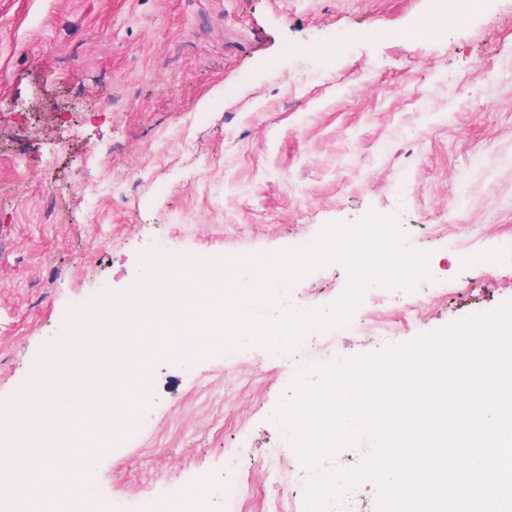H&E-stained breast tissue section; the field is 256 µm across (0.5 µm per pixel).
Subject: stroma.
<instances>
[{"mask_svg": "<svg viewBox=\"0 0 512 512\" xmlns=\"http://www.w3.org/2000/svg\"><path fill=\"white\" fill-rule=\"evenodd\" d=\"M437 0H0V425L30 367L70 348L71 316L163 269L266 255L250 317L224 341L152 357L150 400L96 453L103 508L308 512L329 472L362 468L364 433L305 464L279 421L298 371L411 343L512 302V0H482L439 38ZM199 113L185 128L183 116ZM194 151H184V138ZM111 148L90 172L84 154ZM24 156L26 172L12 159ZM52 170H45V162ZM52 194L44 196L42 176ZM100 216L105 235L92 222ZM374 229L422 277L357 285L317 250ZM237 470L245 501L224 497ZM365 477L326 512H379Z\"/></svg>", "mask_w": 512, "mask_h": 512, "instance_id": "35a3bbf8", "label": "stroma"}]
</instances>
